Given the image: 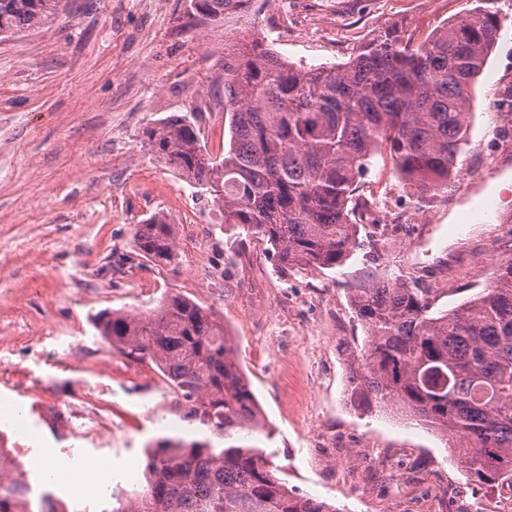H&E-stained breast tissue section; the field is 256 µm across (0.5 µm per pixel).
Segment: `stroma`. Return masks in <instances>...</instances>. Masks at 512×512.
<instances>
[{"label":"stroma","instance_id":"35a3bbf8","mask_svg":"<svg viewBox=\"0 0 512 512\" xmlns=\"http://www.w3.org/2000/svg\"><path fill=\"white\" fill-rule=\"evenodd\" d=\"M479 6L503 28L471 89L457 175L413 196L423 213L414 238L364 224L345 265L281 274L264 243L219 223L144 140L158 120L223 94L224 53L240 41L329 66L383 27L420 41ZM511 89L512 0H247L220 22L190 0H70L50 29L0 39V442L17 461L46 456L77 475L106 461L119 493L141 491L147 443L184 434L180 402L156 366L112 349L93 321L182 294L234 336L272 432L251 442L276 452L289 488L339 512H408L418 475L436 512H456L452 488L496 512V491L469 481L439 431L396 410L352 407L345 367L367 341L355 289L419 272L433 308L445 310L489 285L512 244L495 231L512 214V151L493 149L512 130L497 109ZM185 208L195 229L180 222ZM155 213L176 227L178 265L111 274L112 255L130 252L135 225ZM19 414L23 436L12 429ZM336 437L345 447H331ZM47 492L67 512L103 506L101 488L75 495L37 478L33 512Z\"/></svg>","mask_w":512,"mask_h":512}]
</instances>
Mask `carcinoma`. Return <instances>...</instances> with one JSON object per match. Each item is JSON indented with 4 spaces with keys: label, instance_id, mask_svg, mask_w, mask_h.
<instances>
[{
    "label": "carcinoma",
    "instance_id": "cac0c4a2",
    "mask_svg": "<svg viewBox=\"0 0 512 512\" xmlns=\"http://www.w3.org/2000/svg\"><path fill=\"white\" fill-rule=\"evenodd\" d=\"M246 0H194L213 21ZM65 0H0V36L39 30ZM501 20L477 7L418 45L385 27L348 61L292 63L257 41L224 55L228 148L203 151L192 112L145 132L152 151L202 189L230 224L268 245L284 273L343 265L359 234L349 203L375 158L419 193L448 187L467 144L469 87L493 52ZM134 255L176 264L175 227L154 214L137 225ZM367 345L350 358L351 401L396 409L463 441L452 453L473 481L512 490V256L490 285L451 309L432 311L431 290L390 279L357 288ZM97 328L112 348L160 370L183 421L223 440L161 438L145 448V484L101 512H339L288 489L274 453L238 444L271 438L224 322L177 294L146 314L111 309ZM0 459V512H27L25 484Z\"/></svg>",
    "mask_w": 512,
    "mask_h": 512
}]
</instances>
